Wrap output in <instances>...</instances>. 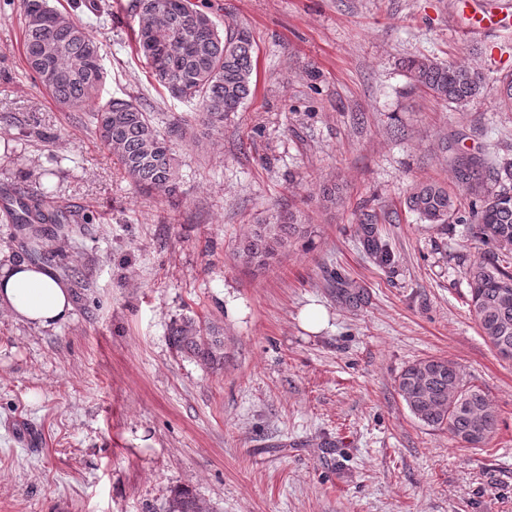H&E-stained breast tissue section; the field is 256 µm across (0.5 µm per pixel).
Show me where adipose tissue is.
Segmentation results:
<instances>
[{
  "instance_id": "obj_1",
  "label": "adipose tissue",
  "mask_w": 512,
  "mask_h": 512,
  "mask_svg": "<svg viewBox=\"0 0 512 512\" xmlns=\"http://www.w3.org/2000/svg\"><path fill=\"white\" fill-rule=\"evenodd\" d=\"M73 297L53 270L0 252V311L44 329L68 319Z\"/></svg>"
}]
</instances>
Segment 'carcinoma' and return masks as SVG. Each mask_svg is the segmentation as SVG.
Here are the masks:
<instances>
[{"mask_svg": "<svg viewBox=\"0 0 512 512\" xmlns=\"http://www.w3.org/2000/svg\"><path fill=\"white\" fill-rule=\"evenodd\" d=\"M139 21L133 29L136 53L150 76L176 99L193 102L195 120L211 133L237 112L252 93L256 60L252 31L234 22L220 31L194 0H137ZM23 56L31 77L61 107L91 113L100 142L134 184L161 195H172L179 170L172 138L183 134L182 120L165 133L150 113L131 100L99 94L106 78L95 37L68 11L50 0H22ZM401 69L410 85L458 110L481 94V72L468 64L409 57ZM459 187L469 197L461 209L457 196L436 180L414 183L407 209L426 224L470 225L471 241L479 249L466 265L469 310L482 336L504 360H512V157L489 160L472 155L450 159ZM12 223L27 230L50 224L59 233L79 223L66 207L52 206L46 192L35 190L10 208ZM311 234L300 212L282 211L275 221L253 224L234 250L239 266L259 272L277 261L296 242ZM364 248L380 267L393 263L388 244L372 224L364 227ZM173 348L207 369L224 366V339L213 327L193 319L171 326ZM397 390L410 414L432 430H447L464 448H481L498 428V414L485 393L464 382L457 364L429 356L409 363L397 379ZM168 512H206L186 490L171 499Z\"/></svg>", "mask_w": 512, "mask_h": 512, "instance_id": "obj_1", "label": "carcinoma"}]
</instances>
